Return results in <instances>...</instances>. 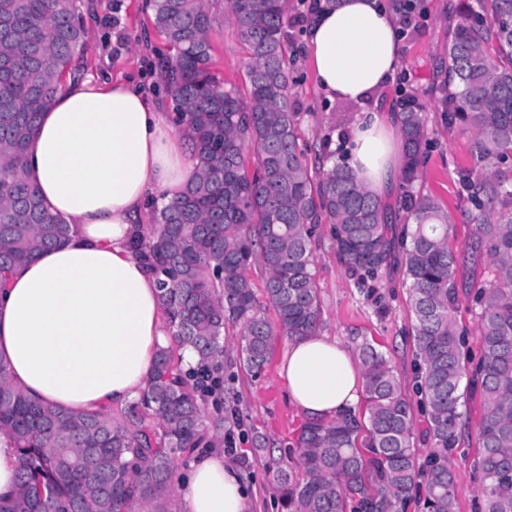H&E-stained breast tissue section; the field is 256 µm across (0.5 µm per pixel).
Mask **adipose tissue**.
<instances>
[{
    "label": "adipose tissue",
    "instance_id": "obj_1",
    "mask_svg": "<svg viewBox=\"0 0 512 512\" xmlns=\"http://www.w3.org/2000/svg\"><path fill=\"white\" fill-rule=\"evenodd\" d=\"M307 37L331 100L366 102L400 63L395 22L378 0H323ZM395 126V114L372 111L351 131L349 164L379 195L399 178ZM28 165L43 203L75 232L0 282V366L33 400L81 413L125 408L145 387L155 349L170 343L157 281L129 241L149 203L180 197L197 159L142 92L77 76L43 112ZM282 375L309 418L331 421L359 403L362 371L336 338L292 339ZM189 468L179 512H249L222 454H195Z\"/></svg>",
    "mask_w": 512,
    "mask_h": 512
}]
</instances>
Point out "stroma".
<instances>
[{
	"label": "stroma",
	"instance_id": "stroma-1",
	"mask_svg": "<svg viewBox=\"0 0 512 512\" xmlns=\"http://www.w3.org/2000/svg\"><path fill=\"white\" fill-rule=\"evenodd\" d=\"M460 0H420L415 29L400 39L401 66L383 91L381 110L398 111L402 100L414 101L425 119L429 147L415 190L433 198L448 212L449 238L463 261L459 278H484V264L469 260L475 227L469 224L470 206L461 173L470 167L472 135L449 128L443 104L448 79V27L456 23ZM87 31V51L76 65L82 75L100 81L121 79L159 93V59L165 46L147 19L146 0H80ZM211 17L214 70L225 83L245 87L248 82L245 44L231 21L226 0H206ZM307 9L303 0H288L282 34L293 59L291 94L299 114L300 146L311 150L320 137L340 143L351 134L359 105L325 98L318 88L307 53L306 26L299 17ZM315 274L323 309L322 333L352 346L353 336L369 340L387 357L405 390L414 384V336L407 287L401 266L384 271L374 293L357 287L336 259L329 225H321L313 245ZM225 342L231 355L224 364V415L236 417V450L229 455L253 503L252 512H277L274 462L293 445L305 417L288 397L281 364L289 340L275 333L267 365L255 374L240 367L235 353L238 329H228ZM462 432L465 442L455 449L452 469L457 512H474L479 498L472 477L478 453L477 424L482 414L479 392L465 395Z\"/></svg>",
	"mask_w": 512,
	"mask_h": 512
}]
</instances>
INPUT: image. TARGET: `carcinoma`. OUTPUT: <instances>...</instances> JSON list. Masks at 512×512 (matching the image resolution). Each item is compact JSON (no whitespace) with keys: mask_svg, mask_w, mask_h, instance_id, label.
<instances>
[{"mask_svg":"<svg viewBox=\"0 0 512 512\" xmlns=\"http://www.w3.org/2000/svg\"><path fill=\"white\" fill-rule=\"evenodd\" d=\"M459 8L448 27V126L473 136L462 182L476 234L473 261L488 278L458 282L448 213L414 191L427 147L424 118L400 112L406 222L388 236L381 198L360 183L329 138L310 165L298 150L282 24L287 0H228L250 56L246 93L225 87L214 64L205 0H147L151 23L171 49L161 78L176 124L199 161L180 199L154 208L150 233L130 247L155 275L175 345L156 350L153 371L122 418L74 413L28 399L0 366V431L18 451V484L0 512H172L177 461L196 448L224 447L220 412L203 429V398L224 404L227 326L241 330L240 362L258 374L273 325L248 270L266 271L267 304L284 336L317 332L322 307L312 245L330 225L336 257L359 285L375 282L394 250L413 315L415 393L430 448L419 460L409 398L386 356L355 346L363 371V419L347 410L304 423L277 462L284 512H457L450 455L463 442L465 390H479L483 415L473 478L479 512H512V0ZM78 0H0V278L35 253L65 243L71 225L50 213L28 176L27 149L41 112L86 47ZM477 309L480 354L465 352L456 321L460 294ZM191 347L185 369L178 351ZM302 469L304 477L295 475Z\"/></svg>","mask_w":512,"mask_h":512,"instance_id":"carcinoma-1","label":"carcinoma"}]
</instances>
